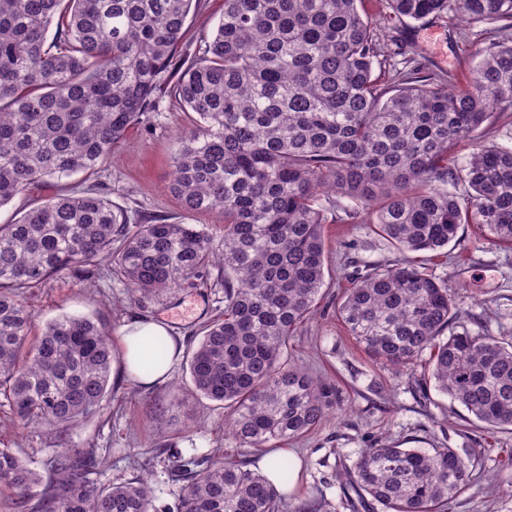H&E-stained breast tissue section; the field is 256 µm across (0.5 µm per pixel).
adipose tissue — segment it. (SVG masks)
Instances as JSON below:
<instances>
[{"instance_id": "adipose-tissue-1", "label": "adipose tissue", "mask_w": 512, "mask_h": 512, "mask_svg": "<svg viewBox=\"0 0 512 512\" xmlns=\"http://www.w3.org/2000/svg\"><path fill=\"white\" fill-rule=\"evenodd\" d=\"M122 352L118 363L124 375L133 382L148 387L156 381L166 379L176 354H169L166 363L161 364L150 374L143 373L140 364L147 355L146 338L158 336L164 338L169 347L178 346L179 337L173 336L171 327L163 321H145L134 318L129 320L120 330Z\"/></svg>"}]
</instances>
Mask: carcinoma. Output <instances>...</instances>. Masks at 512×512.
Instances as JSON below:
<instances>
[{
    "instance_id": "1",
    "label": "carcinoma",
    "mask_w": 512,
    "mask_h": 512,
    "mask_svg": "<svg viewBox=\"0 0 512 512\" xmlns=\"http://www.w3.org/2000/svg\"><path fill=\"white\" fill-rule=\"evenodd\" d=\"M193 2L0 0V208L34 182L97 173L168 92L191 113L169 191L185 213L224 224L218 240L161 216L133 224L88 191L0 224V407L57 443L46 477L0 448V493L14 495V512H285L299 491L286 460L278 487L246 461L177 451L168 470L185 487L160 509L147 477L94 482L96 451L70 447L68 430L104 414L119 354L106 325L86 317L62 315L31 335L19 295L54 275L91 277L108 262L146 297L219 265L224 314L186 361L193 391L227 411L246 453L305 436L336 400L288 357L324 286V225L371 224L402 252L442 250L462 224L512 246V148L472 138L512 112V0H380L392 25L448 12L500 25L505 39L479 54L465 88L412 49H385L366 0H224L179 67ZM460 147L459 168L448 154ZM452 308L448 287L404 259L356 273L338 312L372 357L406 370L426 359L436 390L512 429V342L445 335ZM150 347L145 372L169 354L160 337ZM469 475L453 448L376 443L338 477L358 495L353 512H440Z\"/></svg>"
}]
</instances>
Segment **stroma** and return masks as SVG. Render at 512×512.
I'll use <instances>...</instances> for the list:
<instances>
[{"instance_id":"obj_1","label":"stroma","mask_w":512,"mask_h":512,"mask_svg":"<svg viewBox=\"0 0 512 512\" xmlns=\"http://www.w3.org/2000/svg\"><path fill=\"white\" fill-rule=\"evenodd\" d=\"M405 39L422 61L438 73L452 74L464 85L479 51L502 35L496 26L467 24L454 15L408 29ZM186 117L169 95H162L146 124L129 129L113 148L99 174H76L41 181L0 208V224L18 212L73 191H105L129 215L181 220L183 212L170 194L172 157ZM327 263L325 295L318 313L302 323L291 340V359L324 383L339 389L342 402L329 410L305 438L289 443L302 460L301 497L324 496L326 512H350L337 471L351 466L363 448L377 442L404 448H453L471 459L470 479L444 512H512V431L477 422L458 402L425 385L422 371L408 372L376 362L344 329L336 308L352 286L356 270L393 265L404 257L367 224L325 227ZM410 261L443 280L454 301L449 332L469 330L512 339V249L488 244L477 225L466 224L446 253L417 252ZM33 310L35 324L61 314L93 316L119 332L131 316L171 323L184 347H192L203 326L224 311V283L218 269L159 296L141 297L121 278L84 280L60 275L20 295ZM72 447L98 448V483H118L144 475L158 502L174 501L182 482L173 480L156 447L174 444L183 455L207 453L221 458L237 454L224 427V411L190 390L185 359L170 376L150 388L117 381L104 417H91L69 433ZM0 448H13L34 468L52 452V436L42 427L18 426L0 408Z\"/></svg>"}]
</instances>
